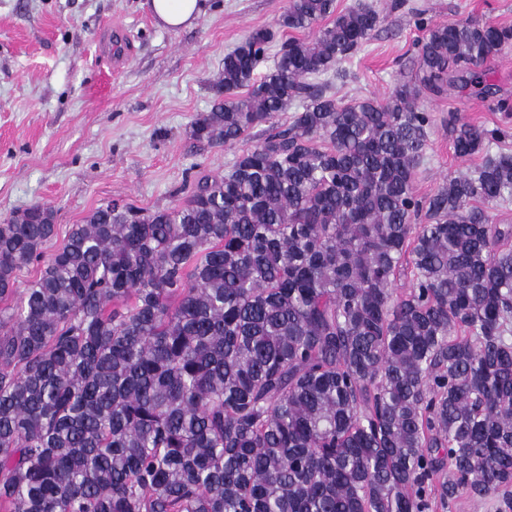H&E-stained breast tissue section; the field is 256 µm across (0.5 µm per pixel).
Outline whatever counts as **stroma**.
Wrapping results in <instances>:
<instances>
[{
  "mask_svg": "<svg viewBox=\"0 0 512 512\" xmlns=\"http://www.w3.org/2000/svg\"><path fill=\"white\" fill-rule=\"evenodd\" d=\"M384 21L348 74L324 76L341 102L387 97L413 74L411 56L433 23L512 26V0H367ZM287 0H206L188 28H161L148 0H0V221L35 203L52 207L59 235L110 201L152 210L181 202L199 171H227L240 145L194 146L192 121L210 111L224 55L253 30L275 28ZM496 93L425 99L433 117L415 175L432 194L475 160L454 154L448 117L512 129V49L488 60Z\"/></svg>",
  "mask_w": 512,
  "mask_h": 512,
  "instance_id": "stroma-1",
  "label": "stroma"
}]
</instances>
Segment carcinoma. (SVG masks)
I'll use <instances>...</instances> for the list:
<instances>
[{
  "instance_id": "carcinoma-1",
  "label": "carcinoma",
  "mask_w": 512,
  "mask_h": 512,
  "mask_svg": "<svg viewBox=\"0 0 512 512\" xmlns=\"http://www.w3.org/2000/svg\"><path fill=\"white\" fill-rule=\"evenodd\" d=\"M328 17L256 85L272 30L224 55L190 138H260L185 202H108L49 254L51 207L0 224V512H512V153L484 152L508 133L448 116L481 162L414 188L423 99L488 97L512 27L423 22L414 79L345 104L311 77L383 17L288 0L277 25Z\"/></svg>"
}]
</instances>
